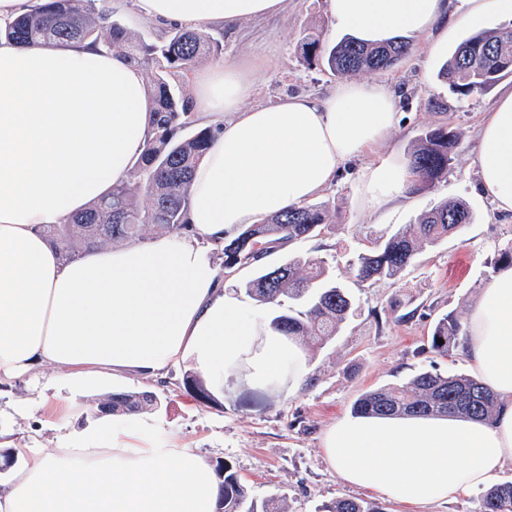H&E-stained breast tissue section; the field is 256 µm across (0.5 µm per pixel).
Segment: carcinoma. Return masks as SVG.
I'll use <instances>...</instances> for the list:
<instances>
[{
	"label": "carcinoma",
	"instance_id": "obj_1",
	"mask_svg": "<svg viewBox=\"0 0 512 512\" xmlns=\"http://www.w3.org/2000/svg\"><path fill=\"white\" fill-rule=\"evenodd\" d=\"M100 0H36L29 13L0 31L22 44H59L90 41L121 55L146 75V95L154 120L142 147L134 158L130 179L112 187L107 196L63 224H50L46 234L61 244L62 257L77 256L75 245L105 246L135 241L150 226L160 233H189L190 184L196 165L214 139L211 128H195L190 133L192 97L182 76L205 58L223 53L221 41L202 27L175 26L162 42H150L133 31L108 22V10L97 7ZM412 45L394 40L381 45H365L344 38L322 49L319 37L309 31L301 39L298 53L307 63L321 57L322 66L333 74L357 71L386 72L408 56ZM512 74V25L485 29L461 41L442 66L438 77L460 96L487 92L502 78ZM459 145V135L451 127L426 130L409 156L416 186L430 190L448 175ZM330 223L326 203L293 206L281 214L263 218L244 227L224 242V273L260 261L271 245L286 244L316 236ZM472 223L470 207L462 200L443 203L420 216L415 224H402L381 238L375 248L359 255L354 277L357 283L395 277L413 263L426 246L458 233ZM247 291L264 305H281L286 297L296 305L275 310L268 318L273 330L294 340L322 349L340 331L353 307L351 295L332 278L323 260L307 266L288 259L259 270ZM464 330L452 315L436 322L430 337L431 351L447 356L460 343ZM444 343L439 344L437 340ZM156 398L136 392L114 393L106 399L108 414H135L153 406ZM496 399L489 388L461 374L422 371L402 385L381 387L363 393L353 404L356 416L460 415L476 420L492 419ZM222 478L219 512H254L246 507L247 487L228 464L216 466ZM326 512H381L365 502L341 497ZM480 512H512V482L495 485L481 496Z\"/></svg>",
	"mask_w": 512,
	"mask_h": 512
}]
</instances>
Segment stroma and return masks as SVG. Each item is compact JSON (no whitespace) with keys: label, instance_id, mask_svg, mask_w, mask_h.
Masks as SVG:
<instances>
[{"label":"stroma","instance_id":"35a3bbf8","mask_svg":"<svg viewBox=\"0 0 512 512\" xmlns=\"http://www.w3.org/2000/svg\"><path fill=\"white\" fill-rule=\"evenodd\" d=\"M310 28L318 29L326 45L341 37L323 0H288L287 10L278 16L246 19L229 27L213 24L209 31L224 45L223 61L255 71L248 105L271 106L287 95H326L339 83V76L306 64L298 54L299 40ZM442 64V58L429 60L412 53L375 79L395 91L400 116L380 153L408 157L424 131L453 127L461 143L447 179L430 190L410 189L407 199L375 211L360 202L361 163L350 161L320 195L330 207L328 228L263 260L267 266L292 256L324 260L337 282L354 296L336 340L317 351H305L303 374L295 385L258 388L232 375L224 382L223 396L201 400L185 388L191 367L177 363L154 377L130 374L97 391L72 394L51 389L53 370L40 368L0 388V429L9 432L11 447H57L59 433L51 410L77 407L82 416L75 425L80 428L86 420L96 419L99 402L112 393L151 392L160 404L146 409V417L168 436L197 449L209 465L230 464L247 486L254 507H262L274 495L284 500L288 512H322L340 497L364 500L384 512H477L481 490L420 509L344 483L323 454L327 428L350 415L364 392L406 383L426 370L470 374L461 349L446 356L431 352V332L447 313L467 322L499 271V251L512 244V216L498 214L480 191L475 164L477 129L497 93L459 98L439 79ZM448 199L466 201L471 224L424 248L397 278L356 283L351 265L359 254Z\"/></svg>","mask_w":512,"mask_h":512}]
</instances>
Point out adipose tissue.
Listing matches in <instances>:
<instances>
[{"label": "adipose tissue", "instance_id": "obj_1", "mask_svg": "<svg viewBox=\"0 0 512 512\" xmlns=\"http://www.w3.org/2000/svg\"><path fill=\"white\" fill-rule=\"evenodd\" d=\"M286 0H136L159 25L227 24L279 14ZM447 0H325L337 26L375 44L410 32L436 55L451 25ZM198 123L215 138L191 184L195 234L98 248L72 261L42 232L129 178L152 114L143 73L90 42L65 47L0 39V385L43 366L57 390L100 387L122 373L157 375L189 363L216 391L228 375L265 386L296 381L301 348L273 332L231 291L208 247L314 198L349 160L398 123L379 83L343 82L324 97L243 107L252 70L217 64L193 77ZM480 188L512 214V88L481 123ZM407 162L376 156L359 175L375 210L406 197ZM497 398L492 420L344 417L323 453L349 485L432 505L489 484L512 463V267L472 309L463 343ZM57 448L29 449L7 474L0 512H216L220 485L196 449L157 434L152 420L101 418Z\"/></svg>", "mask_w": 512, "mask_h": 512}]
</instances>
